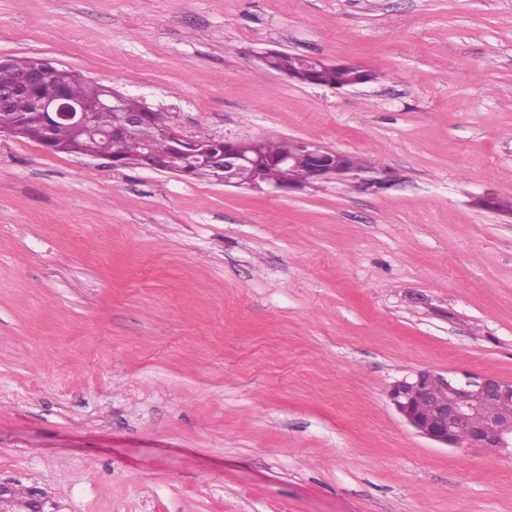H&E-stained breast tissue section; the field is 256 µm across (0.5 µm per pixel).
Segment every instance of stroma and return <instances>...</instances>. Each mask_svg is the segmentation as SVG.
<instances>
[{"label":"stroma","instance_id":"obj_1","mask_svg":"<svg viewBox=\"0 0 512 512\" xmlns=\"http://www.w3.org/2000/svg\"><path fill=\"white\" fill-rule=\"evenodd\" d=\"M356 62L332 89L260 49ZM189 136L303 139L282 193L0 136V481L45 512H512V452L443 448L388 392L512 379V0H0V58Z\"/></svg>","mask_w":512,"mask_h":512}]
</instances>
